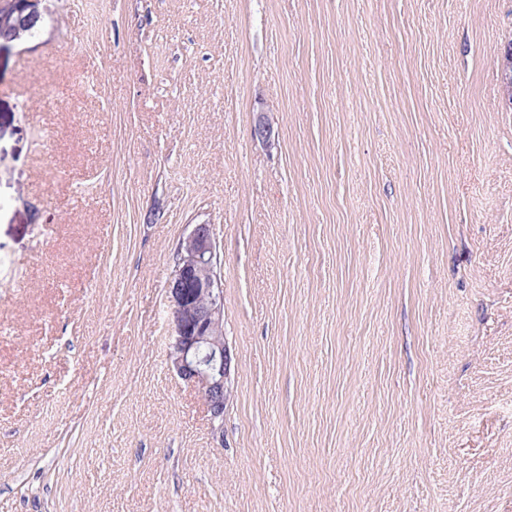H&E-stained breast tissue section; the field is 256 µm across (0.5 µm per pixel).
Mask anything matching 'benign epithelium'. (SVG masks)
<instances>
[{
  "label": "benign epithelium",
  "mask_w": 512,
  "mask_h": 512,
  "mask_svg": "<svg viewBox=\"0 0 512 512\" xmlns=\"http://www.w3.org/2000/svg\"><path fill=\"white\" fill-rule=\"evenodd\" d=\"M40 19L37 0H0V30L18 38ZM216 243L209 224H194L182 240L180 259L167 282L172 303L170 359L181 379L197 387L211 422L224 415L230 354L223 340L221 279L211 275Z\"/></svg>",
  "instance_id": "7a95c632"
}]
</instances>
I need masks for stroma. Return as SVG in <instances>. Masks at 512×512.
Listing matches in <instances>:
<instances>
[{"mask_svg":"<svg viewBox=\"0 0 512 512\" xmlns=\"http://www.w3.org/2000/svg\"><path fill=\"white\" fill-rule=\"evenodd\" d=\"M38 8L0 36V512H512V0ZM200 223L216 424L169 361Z\"/></svg>","mask_w":512,"mask_h":512,"instance_id":"obj_1","label":"stroma"}]
</instances>
